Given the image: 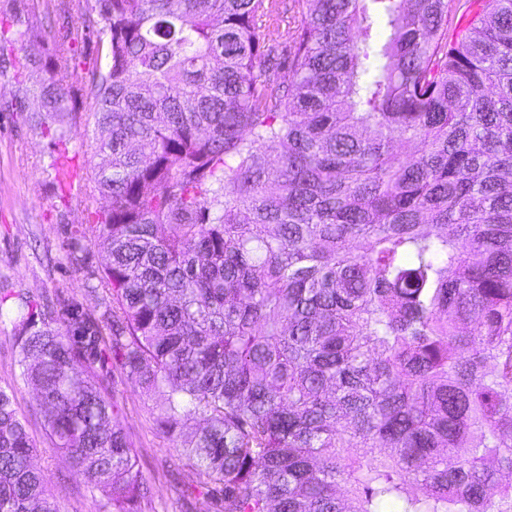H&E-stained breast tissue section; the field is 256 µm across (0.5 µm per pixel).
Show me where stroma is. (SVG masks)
Segmentation results:
<instances>
[{"label": "stroma", "instance_id": "obj_1", "mask_svg": "<svg viewBox=\"0 0 512 512\" xmlns=\"http://www.w3.org/2000/svg\"><path fill=\"white\" fill-rule=\"evenodd\" d=\"M55 0H0V104L27 95L24 112L0 111V289L39 300L69 298L89 309L105 305V290L86 289L89 275L101 271L103 250L88 247L84 261L73 264L71 230L96 221L107 202L100 195L60 197L52 183L49 139L34 128L43 71L23 69L25 56H49L56 44ZM25 41H16V34ZM18 350L9 320L0 321V386H13L15 407L38 448L35 463L49 479L58 512H103L100 496L91 494L84 478L54 449L37 412L35 393L20 378ZM112 393L126 431L138 453V470L146 489L142 512H217L212 500L188 495L192 482L174 444L160 437L152 401L124 378Z\"/></svg>", "mask_w": 512, "mask_h": 512}]
</instances>
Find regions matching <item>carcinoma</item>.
Instances as JSON below:
<instances>
[{"mask_svg": "<svg viewBox=\"0 0 512 512\" xmlns=\"http://www.w3.org/2000/svg\"><path fill=\"white\" fill-rule=\"evenodd\" d=\"M294 2L62 0L24 67L58 186L92 126L111 301L0 293L21 377L106 512L116 370L224 512H512V0ZM36 453L0 387V512H57ZM71 55L75 58L77 72H83L99 68L104 64L103 52L101 53V46L96 43V38L91 37V40H78L71 46ZM69 148L77 153L75 163L81 168L86 167L97 161L95 158V143L92 139L91 132L87 131L83 120L71 121Z\"/></svg>", "mask_w": 512, "mask_h": 512, "instance_id": "obj_1", "label": "carcinoma"}]
</instances>
